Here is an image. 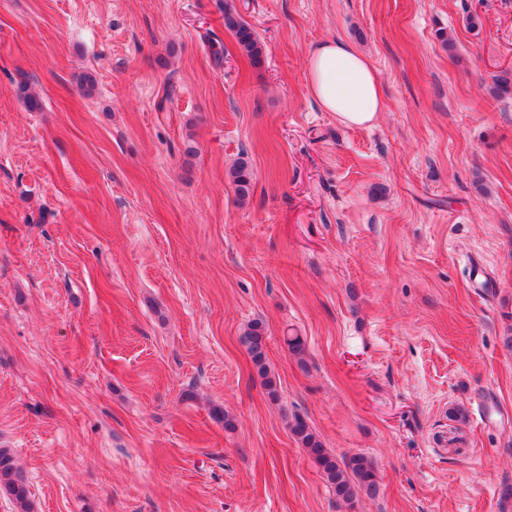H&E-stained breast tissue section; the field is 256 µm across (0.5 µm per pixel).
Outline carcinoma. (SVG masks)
Wrapping results in <instances>:
<instances>
[{"label":"carcinoma","mask_w":512,"mask_h":512,"mask_svg":"<svg viewBox=\"0 0 512 512\" xmlns=\"http://www.w3.org/2000/svg\"><path fill=\"white\" fill-rule=\"evenodd\" d=\"M224 27L230 30L242 52L257 62L262 55L261 44L252 28L241 17L224 8ZM230 180L235 192L242 200L251 192L252 174L247 162L240 160L230 172ZM257 373L262 379L268 396L278 399L277 380L266 362L265 336L262 324L253 322L243 334ZM288 427L296 441L307 451L318 470L333 489L336 498L352 506L365 494L374 497L379 491L377 470L374 462L362 454L337 459L323 448L321 440L309 425L298 416L288 421ZM29 487L25 471L20 468L8 448H0V498L8 500L16 512H31Z\"/></svg>","instance_id":"cac0c4a2"}]
</instances>
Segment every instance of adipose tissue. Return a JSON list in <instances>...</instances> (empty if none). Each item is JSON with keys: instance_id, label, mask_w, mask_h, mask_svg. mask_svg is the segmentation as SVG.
<instances>
[{"instance_id": "obj_1", "label": "adipose tissue", "mask_w": 512, "mask_h": 512, "mask_svg": "<svg viewBox=\"0 0 512 512\" xmlns=\"http://www.w3.org/2000/svg\"><path fill=\"white\" fill-rule=\"evenodd\" d=\"M309 91L323 111L340 123L367 127L381 105V81L369 59L342 39H328L313 47L308 57Z\"/></svg>"}]
</instances>
